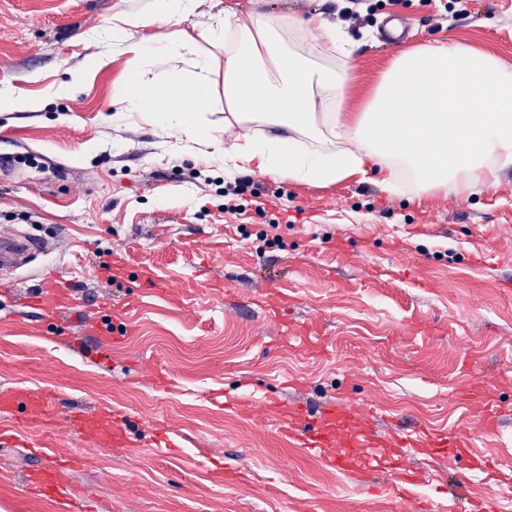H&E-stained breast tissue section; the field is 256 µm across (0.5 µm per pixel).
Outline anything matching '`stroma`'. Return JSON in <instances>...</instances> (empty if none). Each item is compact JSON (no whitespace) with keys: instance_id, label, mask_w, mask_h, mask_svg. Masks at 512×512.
Instances as JSON below:
<instances>
[{"instance_id":"35a3bbf8","label":"stroma","mask_w":512,"mask_h":512,"mask_svg":"<svg viewBox=\"0 0 512 512\" xmlns=\"http://www.w3.org/2000/svg\"><path fill=\"white\" fill-rule=\"evenodd\" d=\"M153 0H0V84L37 110L0 112L11 136L0 179V234L35 243L0 267V391L48 396L39 427L0 411V512H71L24 493L43 465L31 448L79 457L67 482L91 492L89 512H429L489 493L486 475L423 443L411 463L426 479L401 498L386 469L357 484L322 453L289 441L263 401L320 410L347 397L385 410L378 433L470 429L479 453L512 455V415L486 433L485 406H512V168L496 192L389 194L373 182L296 184L252 175L258 196L224 210L222 164L174 151L176 132L122 110L130 79L156 82L187 64H139L98 32L143 18ZM278 16L315 9L357 41L355 81L341 111H361L403 49L461 41L512 65V0H200L188 20L157 32L199 39L223 9ZM406 20V45L385 41ZM111 52L95 67L93 58ZM55 269L74 304L52 317L26 306L40 271ZM110 302L125 336L85 333ZM327 345L284 343L275 313ZM476 363L481 377L467 372ZM172 379L154 383L155 368ZM123 426L126 448L99 445L66 415ZM241 470L244 482H225Z\"/></svg>"}]
</instances>
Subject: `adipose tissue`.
<instances>
[{
	"instance_id": "ef3b65f1",
	"label": "adipose tissue",
	"mask_w": 512,
	"mask_h": 512,
	"mask_svg": "<svg viewBox=\"0 0 512 512\" xmlns=\"http://www.w3.org/2000/svg\"><path fill=\"white\" fill-rule=\"evenodd\" d=\"M315 32V45H332L338 67L318 64L284 42L281 32ZM124 51L148 59L192 50L193 73L162 82L132 81L126 109L180 133V148H208L229 172L272 174L292 183H335L374 175L398 193L410 174L420 193L464 195L494 190L512 168V68L491 54L457 42H428L395 57L363 112L346 118L319 112L315 96L340 102L353 77L354 41L322 14L269 16L220 13L204 34L224 51V103L235 122L266 127V134L223 139L203 123L214 99V58L195 42L158 35L152 45L131 43L126 30L111 32ZM314 141L306 148L302 139Z\"/></svg>"
}]
</instances>
